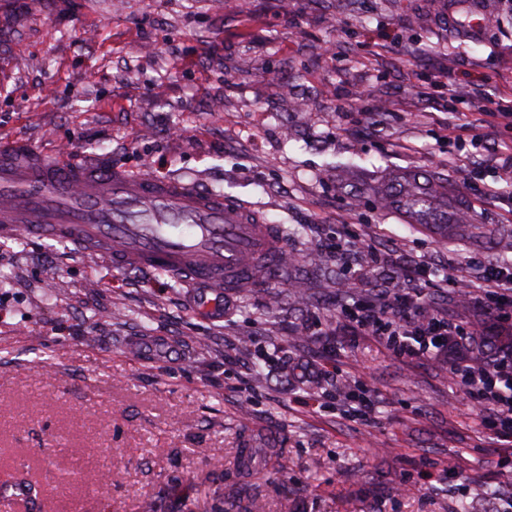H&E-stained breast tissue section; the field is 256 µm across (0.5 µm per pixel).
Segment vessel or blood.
<instances>
[{
    "label": "vessel or blood",
    "instance_id": "vessel-or-blood-1",
    "mask_svg": "<svg viewBox=\"0 0 512 512\" xmlns=\"http://www.w3.org/2000/svg\"><path fill=\"white\" fill-rule=\"evenodd\" d=\"M20 230L191 281L196 308L211 314L224 292L286 266L276 225L236 200L146 172L54 163L12 141L0 144V236Z\"/></svg>",
    "mask_w": 512,
    "mask_h": 512
}]
</instances>
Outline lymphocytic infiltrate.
Returning a JSON list of instances; mask_svg holds the SVG:
<instances>
[{
	"mask_svg": "<svg viewBox=\"0 0 512 512\" xmlns=\"http://www.w3.org/2000/svg\"><path fill=\"white\" fill-rule=\"evenodd\" d=\"M408 279L382 289V306L352 304L345 315L354 330L372 336L398 358L416 360L448 357V376L481 419V436L512 443V348L482 361L464 350L482 335L480 325H463L425 312L421 283L438 273L431 260L408 256ZM449 282L465 289L487 313L493 314L502 334L512 333V260L471 261L457 267Z\"/></svg>",
	"mask_w": 512,
	"mask_h": 512,
	"instance_id": "1",
	"label": "lymphocytic infiltrate"
}]
</instances>
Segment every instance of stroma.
<instances>
[{"label": "stroma", "mask_w": 512, "mask_h": 512, "mask_svg": "<svg viewBox=\"0 0 512 512\" xmlns=\"http://www.w3.org/2000/svg\"><path fill=\"white\" fill-rule=\"evenodd\" d=\"M485 8L467 39L446 0H0V141L198 181L296 254L213 319L168 273L0 237V474L44 490L0 512L512 507V447L478 441L447 360L355 335L324 250L349 224L443 275L512 258V183L439 126L512 96V0ZM411 174L436 182L425 224L396 199ZM350 380L369 420L334 399Z\"/></svg>", "instance_id": "35a3bbf8"}]
</instances>
